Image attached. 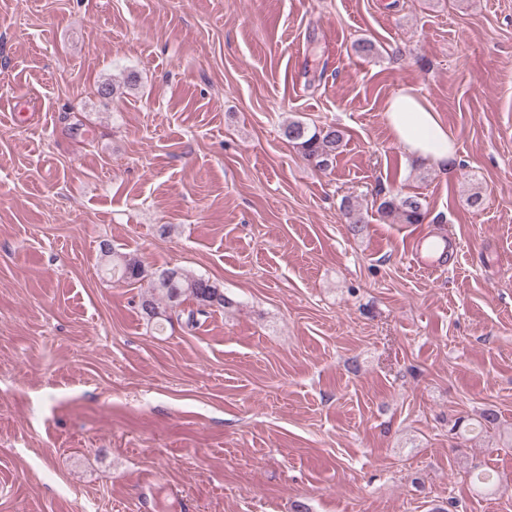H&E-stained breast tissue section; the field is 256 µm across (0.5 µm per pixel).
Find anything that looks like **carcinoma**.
<instances>
[{"label": "carcinoma", "mask_w": 512, "mask_h": 512, "mask_svg": "<svg viewBox=\"0 0 512 512\" xmlns=\"http://www.w3.org/2000/svg\"><path fill=\"white\" fill-rule=\"evenodd\" d=\"M282 134L308 163L322 170L333 166L345 137L344 130L336 125L312 128L298 120L289 122ZM342 210L346 223L352 230H358L363 224L358 205L346 198ZM378 213L401 224H420L425 219L424 205L417 196H386L378 205ZM100 251L112 258V276L124 282L148 281L149 290L142 295L140 306L147 321L158 330L170 321L171 312L176 307L179 308L178 317L184 319L186 326L193 328L198 323L197 316L206 314L207 310L232 306L224 296V290L202 275L180 268L152 271L137 256L114 252L107 241L100 245ZM187 300L192 301L195 307L181 308Z\"/></svg>", "instance_id": "1"}]
</instances>
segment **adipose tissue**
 <instances>
[{"label": "adipose tissue", "instance_id": "1", "mask_svg": "<svg viewBox=\"0 0 512 512\" xmlns=\"http://www.w3.org/2000/svg\"><path fill=\"white\" fill-rule=\"evenodd\" d=\"M386 123L395 142L410 156L444 166L455 154V141L437 112L414 90L401 89L387 102Z\"/></svg>", "mask_w": 512, "mask_h": 512}]
</instances>
